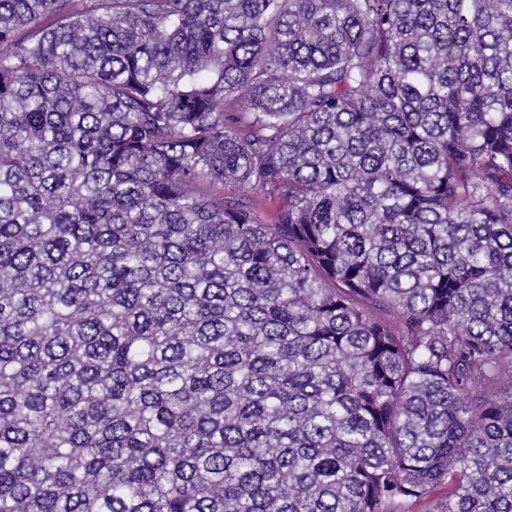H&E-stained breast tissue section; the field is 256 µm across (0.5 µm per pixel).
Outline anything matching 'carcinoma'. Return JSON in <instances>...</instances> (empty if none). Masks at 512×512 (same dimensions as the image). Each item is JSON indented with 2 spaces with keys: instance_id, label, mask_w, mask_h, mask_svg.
I'll return each instance as SVG.
<instances>
[{
  "instance_id": "1",
  "label": "carcinoma",
  "mask_w": 512,
  "mask_h": 512,
  "mask_svg": "<svg viewBox=\"0 0 512 512\" xmlns=\"http://www.w3.org/2000/svg\"><path fill=\"white\" fill-rule=\"evenodd\" d=\"M506 375L512 0H0V512H512Z\"/></svg>"
}]
</instances>
